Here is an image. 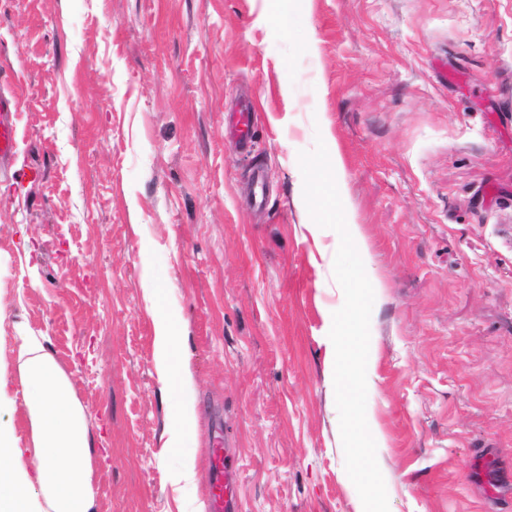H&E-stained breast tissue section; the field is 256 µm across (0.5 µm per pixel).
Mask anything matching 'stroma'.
<instances>
[{"label": "stroma", "instance_id": "stroma-1", "mask_svg": "<svg viewBox=\"0 0 512 512\" xmlns=\"http://www.w3.org/2000/svg\"><path fill=\"white\" fill-rule=\"evenodd\" d=\"M9 92L29 175L0 173V422L28 447L18 335L44 337L86 414L92 512H186L169 476L195 457L206 491L218 426L240 512H358L339 236L298 163L319 138L377 283L389 512H512V0H0ZM241 98L246 154L224 135ZM158 311L187 324L199 410L169 450Z\"/></svg>", "mask_w": 512, "mask_h": 512}]
</instances>
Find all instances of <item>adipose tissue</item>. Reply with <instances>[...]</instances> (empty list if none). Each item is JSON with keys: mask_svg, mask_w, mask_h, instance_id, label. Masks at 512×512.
Wrapping results in <instances>:
<instances>
[{"mask_svg": "<svg viewBox=\"0 0 512 512\" xmlns=\"http://www.w3.org/2000/svg\"><path fill=\"white\" fill-rule=\"evenodd\" d=\"M155 368L161 389L172 398L165 447L179 448L197 423L195 379L183 336L164 315L154 319ZM23 404L32 430L34 473L20 464L19 439L0 424V512H91L94 485L85 414L71 384L42 337L24 334L17 352Z\"/></svg>", "mask_w": 512, "mask_h": 512, "instance_id": "obj_1", "label": "adipose tissue"}]
</instances>
